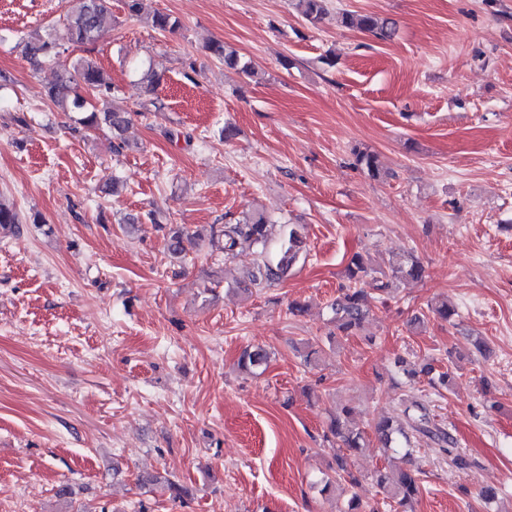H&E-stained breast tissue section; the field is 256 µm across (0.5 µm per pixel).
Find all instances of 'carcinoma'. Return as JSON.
I'll return each instance as SVG.
<instances>
[{"instance_id":"cac0c4a2","label":"carcinoma","mask_w":512,"mask_h":512,"mask_svg":"<svg viewBox=\"0 0 512 512\" xmlns=\"http://www.w3.org/2000/svg\"><path fill=\"white\" fill-rule=\"evenodd\" d=\"M326 0H298L297 7L311 22L321 19L325 13ZM62 22L67 29L69 41L73 45L92 44L104 34L112 30L114 18L108 0H66V9ZM146 22L160 31H174L179 27L177 19L169 14L154 13L146 16ZM341 26L348 30L366 33L381 41L392 39L396 28L394 23L373 14H361L344 11L341 14ZM22 53L30 64L37 68L45 62L60 56L57 45L49 35L38 31L31 32L17 39ZM210 52L224 62L230 69L250 72L248 63L241 60L236 50L223 42L209 45ZM112 83L105 71L91 58H81L70 67H63L56 80L48 87V96L66 112H76L80 117L76 122L90 129L106 128L116 144L122 147L123 132L129 119L127 112L111 104ZM357 164L374 179H381L385 171L381 167L378 155L364 150L356 154ZM21 223L18 212L11 206L0 201V229L11 231ZM273 223L261 211H252L235 222H226L219 226L211 225L209 237L199 231L191 230L181 224H172L165 233L167 252L176 258L186 256V244L190 243L197 250H202L203 243L210 247H218L227 259L237 256L240 249L247 246L255 250L259 257L266 255L272 243ZM305 250V241L300 227L288 225L282 230L278 241L276 258L264 260L257 264V270L250 274V285L275 283L285 280L300 255ZM425 274L423 263L411 255L403 264L391 267V275L379 274L372 260L360 253L353 254L346 266L348 285L340 289V294L330 304V323L335 331L327 336L328 345L336 343L339 337L355 334L361 327L371 310V300L377 295L390 292L394 280H421ZM433 316L448 322L457 315L455 307L446 300H438L429 305ZM268 360L267 352L261 347L246 348L242 351L238 366L243 370H254ZM395 365L412 381L425 379L429 384L447 389L452 385L453 373L449 370L440 371L435 366V358H424L414 367H408L407 360L399 356ZM405 420L399 424L390 417L379 420L374 425L375 433L381 447L397 449L411 443V437L422 435L437 441L448 455L449 464L459 470L466 471L476 465V461L456 448V439L448 431L432 424L425 403L413 400L403 409ZM324 438L338 444L340 453L336 455V473L351 487L360 484L361 475L354 472L349 459L365 447L363 431L353 426V410L341 408L340 412L329 418ZM372 480L378 492L394 500L400 508H405L419 496L420 479L411 470L397 473L376 470ZM142 483L148 486H161L170 492L173 498H183L182 488L170 479L161 475L147 476Z\"/></svg>"}]
</instances>
